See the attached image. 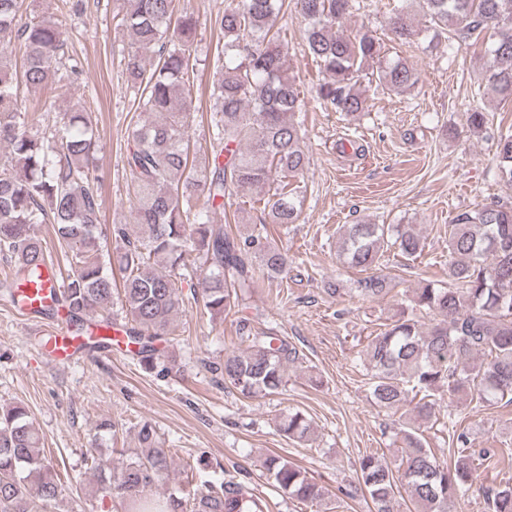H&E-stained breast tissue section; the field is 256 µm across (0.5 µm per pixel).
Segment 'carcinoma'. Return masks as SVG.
Returning <instances> with one entry per match:
<instances>
[{
  "instance_id": "1",
  "label": "carcinoma",
  "mask_w": 512,
  "mask_h": 512,
  "mask_svg": "<svg viewBox=\"0 0 512 512\" xmlns=\"http://www.w3.org/2000/svg\"><path fill=\"white\" fill-rule=\"evenodd\" d=\"M285 0H234L215 24L224 35L213 73L210 153L200 168L189 164L187 129L194 70L193 33L199 18L177 14L175 0H121V22L131 31L132 50L124 57L127 81L141 89L139 119L128 136L125 156L137 231L108 225L115 259H102L101 204L94 176L96 128L76 105L50 136L32 133L22 116L33 103L19 86L68 92L79 63L66 55L65 24L22 12V0H0V253L13 264L0 279V296L20 306L19 288L37 281L47 265V247L31 233L51 224L71 273L52 306L61 305L78 335L85 321L113 305L112 265L123 279L122 307L130 321L129 343L148 372L168 371L175 360L154 346L171 331V319L185 298L171 272L202 261L201 287L213 319L258 287L256 270L276 279L288 256L268 240L267 224H295L301 215L300 186L290 179L307 164L300 125L304 106L281 44L277 20ZM358 0H295L307 22L306 43L323 74L319 104L355 115L368 111L357 89L364 65L376 64L379 84L404 91L415 87L414 69L401 59L383 61L382 46L368 31L340 36L335 28ZM429 26L415 24L403 0L389 20L393 39L407 43L422 33L448 30V41L486 28L497 39L488 48L483 80L486 93L512 99V0H424ZM496 175L512 184V133L496 142ZM268 188L258 226L237 234L215 224L211 213L239 190ZM205 199L196 208L193 200ZM339 258L349 267L379 269L384 252L406 256L422 251L420 237L401 224H343ZM390 283L383 274L357 281L355 291L382 297ZM413 312L397 318L362 350L370 396L383 409L413 416L395 432L402 456L392 470L375 455L362 457L358 485L346 492L369 495L374 512H394L406 493L413 512H452L456 496L482 466L512 471V448L472 447V407L512 404V202L492 200L458 213L448 229V287L428 282L416 289ZM430 316L424 325L415 311ZM241 353L231 352L213 367L224 384L245 397H266L285 386L293 349L273 331L258 333L242 319L235 329ZM448 399V461L439 462L424 446L423 427L438 421L437 395ZM285 437L306 441L313 423L302 412L278 422ZM138 448L117 463L90 455L101 502L119 501L125 512H268L266 501L234 482L203 491L159 497L155 490L172 475L170 449L150 422L139 424ZM40 437L20 403L0 406V512H45L62 496V486L40 454ZM274 483L292 499L321 506L332 502L326 488L287 460L264 462ZM489 512H512V486L486 493Z\"/></svg>"
}]
</instances>
